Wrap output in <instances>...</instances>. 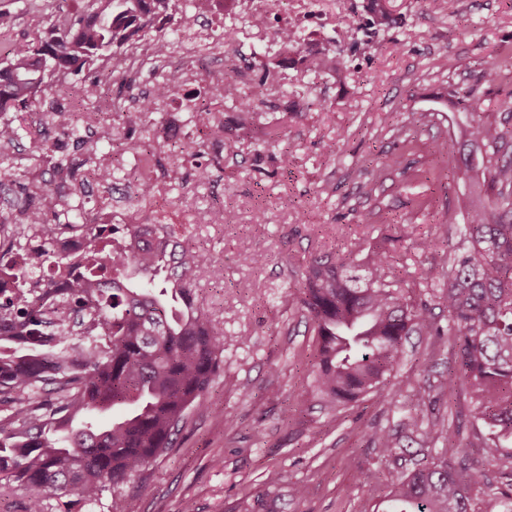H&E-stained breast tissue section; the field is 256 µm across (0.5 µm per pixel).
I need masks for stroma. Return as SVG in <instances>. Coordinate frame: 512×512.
I'll return each instance as SVG.
<instances>
[{
  "instance_id": "35a3bbf8",
  "label": "stroma",
  "mask_w": 512,
  "mask_h": 512,
  "mask_svg": "<svg viewBox=\"0 0 512 512\" xmlns=\"http://www.w3.org/2000/svg\"><path fill=\"white\" fill-rule=\"evenodd\" d=\"M369 3L318 0L322 21L307 24L308 45L288 54L275 43L278 15L256 33L233 20L240 33L232 54L241 63L232 75L263 102L237 130L236 155L207 141L200 113L178 115L181 138L206 141L203 160L214 170L198 185L192 163L163 153L160 183L178 177L188 185L166 192L159 209L169 224L212 206L227 211L226 223L199 226L195 239L224 264L223 285L204 283L196 292L224 333V353L203 408L190 412L144 481L121 489V512H252L261 496L279 512H373L379 495L364 486V473L378 472L385 484L402 471L370 442L375 429L412 451L428 446L449 466L483 472L473 499L506 484L512 443L501 461L486 463L469 392L447 388L454 360L447 341L408 337L389 379L390 401L368 396L330 411L311 388L314 332L288 291L313 258L387 252L400 288L447 317L434 290H416L412 281L422 267H447L464 237L463 187L452 179L458 151L432 148L451 139L460 118L449 99L467 94L506 135L499 159L512 157V74H489L492 63L512 58V0H457L452 14L439 0H394L395 23L367 36L346 20L365 17ZM316 56L343 60V78L314 70ZM104 123L121 128V138L109 144L88 132L85 140L97 154H111L126 186L137 187L125 142L141 128L109 115ZM331 142L329 155L323 147ZM423 239L435 247L422 250ZM417 384L430 392L426 404L412 397ZM410 416L422 434L406 429ZM452 438L465 453L449 449ZM294 484L305 487L304 498L290 496Z\"/></svg>"
}]
</instances>
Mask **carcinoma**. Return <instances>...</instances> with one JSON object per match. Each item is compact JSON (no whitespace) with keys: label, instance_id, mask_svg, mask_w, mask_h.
<instances>
[{"label":"carcinoma","instance_id":"obj_1","mask_svg":"<svg viewBox=\"0 0 512 512\" xmlns=\"http://www.w3.org/2000/svg\"><path fill=\"white\" fill-rule=\"evenodd\" d=\"M77 15L51 14L37 42L11 43L0 62V115L38 108L53 90L68 88L69 76L86 72L83 90L93 97L99 69L132 42L156 53L171 38L155 29L161 15L178 24L189 0H83ZM394 21L391 0H374L364 32ZM285 51L297 50L298 34L280 29ZM210 96L235 101L239 82L224 77ZM463 114L460 139L464 169L475 205L467 212L468 246L448 269L426 266L419 285L438 289L448 323L433 308L416 303L389 279V257L376 251L316 259L290 294L295 310L312 323L315 344L312 387L324 407L337 409L367 395L385 402L388 378L399 364L407 336H446L455 349L448 385L473 394L470 417L487 431L481 451L487 463L502 459L512 440V159L491 167L503 136L482 121L464 97L449 99ZM138 163L141 186L150 189L162 147L148 136L126 143ZM37 157L53 170L63 161L39 141ZM488 171L489 189L470 178ZM0 175L21 188L34 206L19 208L15 224L41 227V244L27 247L29 233L0 239V273L7 278L39 267L53 269L55 299L76 309L73 325L42 313L43 296L28 283L24 292L0 303V403L11 405L14 427L0 428V486L19 490L26 512H44L46 501L75 495L95 506L115 495L172 447L188 412L203 406L224 352V332L196 303L202 283L224 282V265L199 253L195 225L118 224L111 229L122 247L108 251L105 230L78 217L92 243L88 273L68 278L75 257L57 248L64 224L48 223L59 191L26 169L0 166ZM382 453L397 449L393 435L373 431ZM411 467L385 494L387 512H471V493L481 475L446 464L410 458ZM480 512H505L497 493H485Z\"/></svg>","mask_w":512,"mask_h":512}]
</instances>
